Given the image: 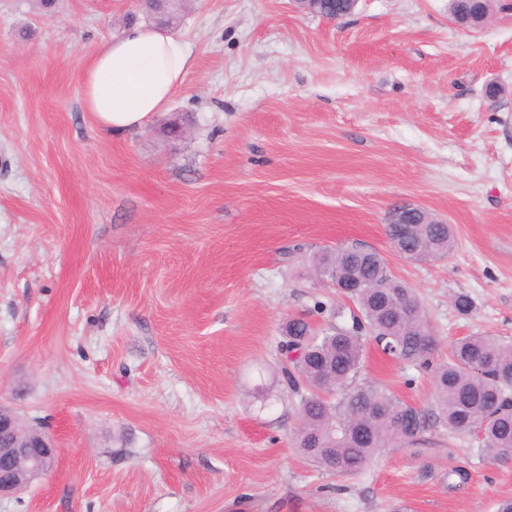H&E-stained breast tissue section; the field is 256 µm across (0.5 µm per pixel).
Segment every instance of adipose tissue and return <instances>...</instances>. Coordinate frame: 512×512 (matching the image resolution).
I'll use <instances>...</instances> for the list:
<instances>
[{
	"instance_id": "1",
	"label": "adipose tissue",
	"mask_w": 512,
	"mask_h": 512,
	"mask_svg": "<svg viewBox=\"0 0 512 512\" xmlns=\"http://www.w3.org/2000/svg\"><path fill=\"white\" fill-rule=\"evenodd\" d=\"M192 67L188 48L157 28H127L99 48L87 68L82 97L100 129L121 135L164 111Z\"/></svg>"
}]
</instances>
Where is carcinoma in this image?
I'll return each mask as SVG.
<instances>
[{
    "label": "carcinoma",
    "instance_id": "carcinoma-1",
    "mask_svg": "<svg viewBox=\"0 0 512 512\" xmlns=\"http://www.w3.org/2000/svg\"><path fill=\"white\" fill-rule=\"evenodd\" d=\"M392 247L408 259L444 258L452 227L387 225ZM308 273L329 282L352 302L339 309V325L316 327L291 318L280 341L281 372L299 396L295 448L338 477L364 471L383 448L425 449L424 435L480 429L491 461L512 457V342L474 334L455 341L448 359L432 360L438 340L422 305L395 280L382 254L355 243L324 249L308 259ZM409 366L431 372L432 408L422 409L390 391L358 382L366 345ZM341 393L338 400L329 396Z\"/></svg>",
    "mask_w": 512,
    "mask_h": 512
}]
</instances>
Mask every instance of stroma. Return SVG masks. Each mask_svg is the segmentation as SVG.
I'll use <instances>...</instances> for the list:
<instances>
[{
    "mask_svg": "<svg viewBox=\"0 0 512 512\" xmlns=\"http://www.w3.org/2000/svg\"><path fill=\"white\" fill-rule=\"evenodd\" d=\"M145 20L137 0H0V406L58 447L0 512H494L512 462L470 435L320 471L276 371L288 317L326 325L343 302L308 257L351 242L415 291L437 358L474 333L512 342V9L471 29L448 0H360L335 21L188 0L183 85L113 136L84 73ZM176 113L188 133L165 140ZM397 205L451 224L446 258L400 256ZM359 380L430 406L431 376L375 346Z\"/></svg>",
    "mask_w": 512,
    "mask_h": 512,
    "instance_id": "35a3bbf8",
    "label": "stroma"
}]
</instances>
